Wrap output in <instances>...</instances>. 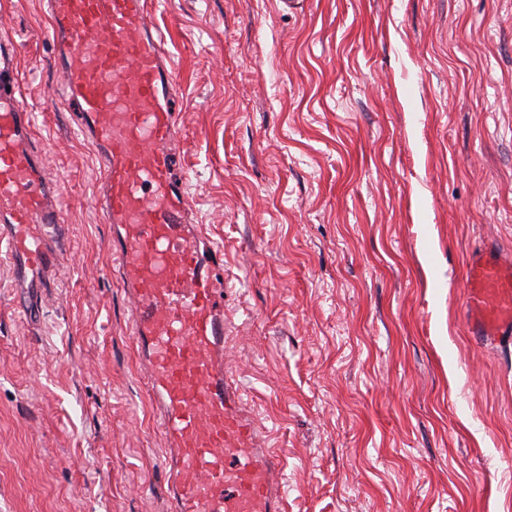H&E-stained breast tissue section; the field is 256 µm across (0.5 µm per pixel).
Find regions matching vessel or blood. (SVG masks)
<instances>
[{"mask_svg": "<svg viewBox=\"0 0 512 512\" xmlns=\"http://www.w3.org/2000/svg\"><path fill=\"white\" fill-rule=\"evenodd\" d=\"M55 64L78 129L104 161L103 223L131 307L130 334L171 451L170 512H287L283 457L265 447L224 369V270L188 223L172 150L179 130L173 63L148 0H48ZM14 44L0 40V245L15 306L38 320L62 257V202L30 138ZM464 320L480 345L512 344V260L495 248L466 264Z\"/></svg>", "mask_w": 512, "mask_h": 512, "instance_id": "b4317fda", "label": "vessel or blood"}]
</instances>
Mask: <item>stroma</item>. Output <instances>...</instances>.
Masks as SVG:
<instances>
[{
	"label": "stroma",
	"mask_w": 512,
	"mask_h": 512,
	"mask_svg": "<svg viewBox=\"0 0 512 512\" xmlns=\"http://www.w3.org/2000/svg\"><path fill=\"white\" fill-rule=\"evenodd\" d=\"M190 218L224 249V359L291 512H512V347L469 254L512 255V0H151ZM44 0H0L65 268L29 323L0 262V512H167L99 167ZM464 320L480 345L512 344V260L495 248L473 251L466 264Z\"/></svg>",
	"instance_id": "35a3bbf8"
}]
</instances>
